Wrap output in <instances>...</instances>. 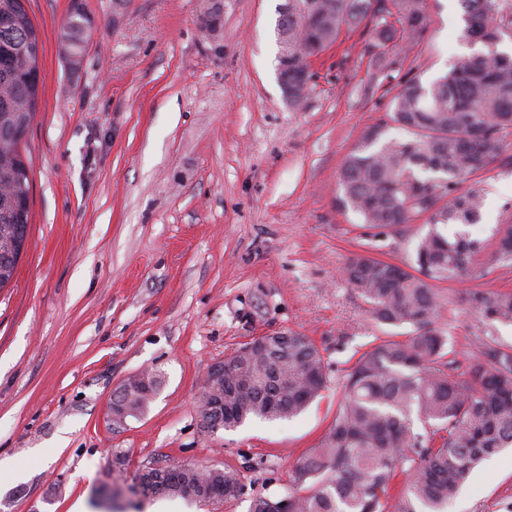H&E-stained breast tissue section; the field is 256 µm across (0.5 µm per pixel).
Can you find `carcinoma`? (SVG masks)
Returning a JSON list of instances; mask_svg holds the SVG:
<instances>
[{"label":"carcinoma","instance_id":"carcinoma-1","mask_svg":"<svg viewBox=\"0 0 512 512\" xmlns=\"http://www.w3.org/2000/svg\"><path fill=\"white\" fill-rule=\"evenodd\" d=\"M0 0L16 21L0 27V288L13 278L21 251L10 241L27 239L30 179L21 144L37 112L40 91L39 33L24 3ZM462 37L484 50L463 56L428 84L409 78L394 95L389 122L407 137H387V124L369 127L346 155L339 173L343 206L377 228L426 217L428 230L410 264L353 254L345 277L389 326H409L404 340L386 339L363 352L347 374L334 423L318 448L294 468L291 486L277 498L259 497L252 512H444L474 467L512 447V351L491 341L464 369L448 358V338L434 327L440 298L433 282L474 273L484 250L466 227L480 215L477 189H461L492 163L512 164V54L498 50L512 39V0H458ZM394 18L389 23L388 18ZM371 25L367 52L378 69H401L405 49L424 38L426 0H288L278 11L276 70L288 102L309 97L310 59L339 40L343 30ZM90 18L72 11L62 29L70 65L79 66ZM493 256L512 261V221L498 225ZM472 308L489 323L512 324V293H469ZM150 389L133 380L114 397L144 410ZM327 387L326 365L306 336H261L224 359V414L230 431L253 418L268 421L301 413ZM420 423L424 432L415 430ZM198 469H166L158 495H177L197 482ZM408 483L391 493L398 474ZM244 473L226 466L208 492L230 502L244 494Z\"/></svg>","mask_w":512,"mask_h":512}]
</instances>
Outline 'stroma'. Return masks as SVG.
Here are the masks:
<instances>
[{
    "mask_svg": "<svg viewBox=\"0 0 512 512\" xmlns=\"http://www.w3.org/2000/svg\"><path fill=\"white\" fill-rule=\"evenodd\" d=\"M76 2L92 27L74 69L60 34ZM283 2L27 0L42 95L22 145L27 245L0 289V512H71L80 499L89 512H251L319 446L357 358L410 334L376 324L342 270L363 250L410 262L425 223L362 224L338 174L400 83H429L480 47L462 41L454 0H426L425 39L393 81L374 79L368 37L352 30L314 60L295 108L276 70ZM468 184L483 195L470 233L491 240L512 217V165ZM435 288L436 326L459 357L490 338L512 347V324H487L465 300L512 292V264L485 251L475 277ZM276 332L317 345L327 390L291 419L203 431L209 368ZM143 371L161 379L149 405L113 420L114 392ZM181 465L240 468L247 491L208 506L131 493L143 470ZM447 512H512V448L481 461Z\"/></svg>",
    "mask_w": 512,
    "mask_h": 512,
    "instance_id": "stroma-1",
    "label": "stroma"
}]
</instances>
